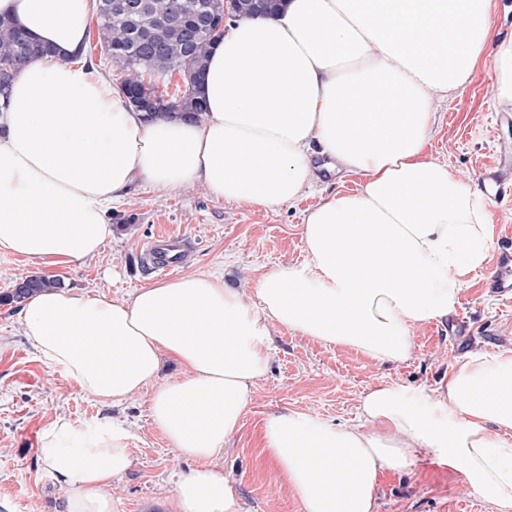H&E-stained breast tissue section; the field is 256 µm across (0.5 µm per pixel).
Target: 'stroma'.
<instances>
[{
    "label": "stroma",
    "instance_id": "stroma-1",
    "mask_svg": "<svg viewBox=\"0 0 512 512\" xmlns=\"http://www.w3.org/2000/svg\"><path fill=\"white\" fill-rule=\"evenodd\" d=\"M433 110L436 124L428 151L459 176L480 180L483 171L497 166L500 149L512 152V112L499 111L486 74L458 95L435 98ZM360 183L356 176L328 175L322 189L269 210L214 198L199 185L160 192L137 184L109 215L111 241L83 265L43 267L0 255V297L36 272L93 296H121L159 282L149 243L173 232L183 238L175 276L220 274L250 300L260 275L307 262L303 216L321 193H352ZM494 268L490 259L470 275L450 319L412 330L411 354L399 364L276 328L269 371L256 383L240 427L219 458L244 512H302L263 451L261 432L270 413L291 409L344 424L357 417L360 398L373 385L429 391L462 354L512 344V301L484 286ZM149 399L144 391L108 408L50 373L23 334L20 305L0 300V512H65V493L40 460V435L58 417L84 422L108 415L124 421L132 434L133 465L112 483L117 512H174L172 476L191 465L176 459L152 423ZM375 496L377 512H499L461 475L424 453L402 472H382Z\"/></svg>",
    "mask_w": 512,
    "mask_h": 512
}]
</instances>
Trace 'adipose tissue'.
<instances>
[{
    "instance_id": "obj_1",
    "label": "adipose tissue",
    "mask_w": 512,
    "mask_h": 512,
    "mask_svg": "<svg viewBox=\"0 0 512 512\" xmlns=\"http://www.w3.org/2000/svg\"><path fill=\"white\" fill-rule=\"evenodd\" d=\"M95 0H0V17L45 48L14 77L0 113V254L66 267L112 238L108 213L132 184L260 208L290 205L328 170L353 193L307 210L309 261L256 284L187 274L123 297L47 288L22 303L24 333L51 371L104 406L150 391L149 416L177 457V512H243L215 464L269 369L274 326L388 363L412 327L442 322L490 249V200L427 151L434 95L480 71L512 111V41L495 42V0H284L237 19L212 47L199 116L135 112L81 57ZM182 374L159 380L163 357ZM263 447L302 512H375L376 481L421 451L512 512V349L459 357L432 393L368 388L356 421L268 415ZM131 433L105 416L57 418L40 439L66 512H116Z\"/></svg>"
}]
</instances>
